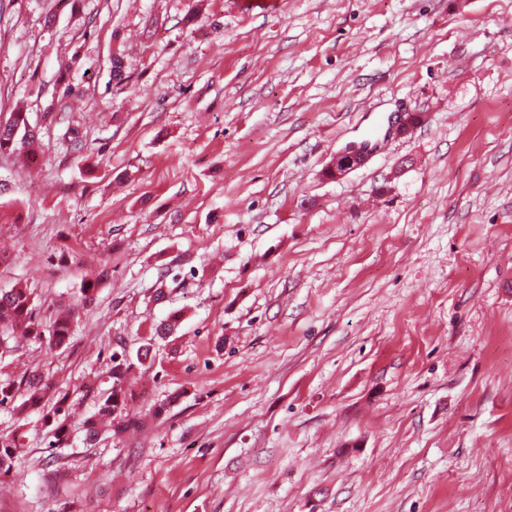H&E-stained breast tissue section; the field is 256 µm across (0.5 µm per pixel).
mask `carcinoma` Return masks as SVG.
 <instances>
[{
  "label": "carcinoma",
  "mask_w": 512,
  "mask_h": 512,
  "mask_svg": "<svg viewBox=\"0 0 512 512\" xmlns=\"http://www.w3.org/2000/svg\"><path fill=\"white\" fill-rule=\"evenodd\" d=\"M37 144L36 126L31 124L29 113L18 109L8 113L5 119H0V156L22 154L30 158L35 154ZM103 278L101 272L83 278L80 288L82 303L87 305L94 302L96 290ZM72 324V314L65 311L51 321L39 317L33 292L27 287L15 286L9 290H0V361L16 354L23 340L45 339L56 348L67 345ZM150 354L151 345L148 344L139 348L134 358L117 351L109 356L107 377L112 381V386L98 401L97 418L84 423L86 444L96 443L101 427L98 420L110 417L122 409L124 400L121 399V383L136 364H145ZM68 398L69 394L56 391L52 383L37 372L17 385L0 383V409L21 415L44 403L51 405L48 418L56 423L54 437L60 442L68 438ZM19 454L16 439L0 435V475L12 468Z\"/></svg>",
  "instance_id": "1"
}]
</instances>
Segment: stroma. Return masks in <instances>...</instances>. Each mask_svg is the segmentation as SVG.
Segmentation results:
<instances>
[{
    "mask_svg": "<svg viewBox=\"0 0 512 512\" xmlns=\"http://www.w3.org/2000/svg\"><path fill=\"white\" fill-rule=\"evenodd\" d=\"M19 102L40 149L0 158V289L76 314L0 379L37 368L72 416L52 448L0 410V512H512V0H0ZM149 340L145 427L84 445L109 355ZM369 157L367 145L351 146L336 153L326 168L327 179H340L351 171L363 166Z\"/></svg>",
    "mask_w": 512,
    "mask_h": 512,
    "instance_id": "35a3bbf8",
    "label": "stroma"
}]
</instances>
